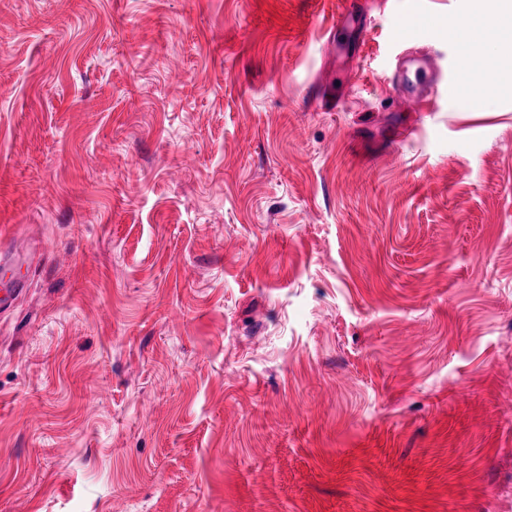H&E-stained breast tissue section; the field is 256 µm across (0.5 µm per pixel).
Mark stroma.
Segmentation results:
<instances>
[{
    "instance_id": "stroma-1",
    "label": "stroma",
    "mask_w": 512,
    "mask_h": 512,
    "mask_svg": "<svg viewBox=\"0 0 512 512\" xmlns=\"http://www.w3.org/2000/svg\"><path fill=\"white\" fill-rule=\"evenodd\" d=\"M365 2L0 0V512H512V44ZM357 29V40L363 42L367 34V28L362 20L360 3L355 0H350L342 12V16L336 19V25H333V30H336V39L344 32L352 33ZM500 20L495 25H489L484 19L477 25L467 26L468 36L467 51L462 57V65L465 69L473 73H480L482 83L470 88V97L477 99H487L498 94L499 87L496 84L491 70L492 61L489 53V44H493L500 39L501 29L507 25L510 39L512 37V16L510 15ZM415 69V82L408 77L409 68ZM462 76L458 73L452 81H448L440 63L432 58L427 65H420L416 57H408L401 62L399 74L392 79L391 91L398 97L407 98L410 102L422 107L428 97H435L439 92H447L448 96L458 94Z\"/></svg>"
}]
</instances>
